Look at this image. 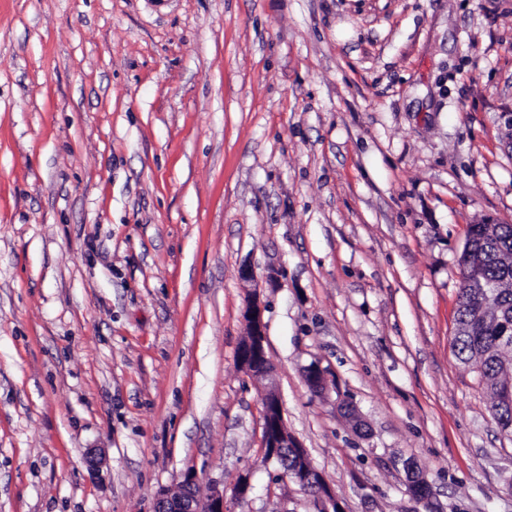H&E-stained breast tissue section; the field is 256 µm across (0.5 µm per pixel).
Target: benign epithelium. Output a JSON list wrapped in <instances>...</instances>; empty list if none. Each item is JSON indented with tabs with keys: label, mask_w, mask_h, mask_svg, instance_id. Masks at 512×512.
Instances as JSON below:
<instances>
[{
	"label": "benign epithelium",
	"mask_w": 512,
	"mask_h": 512,
	"mask_svg": "<svg viewBox=\"0 0 512 512\" xmlns=\"http://www.w3.org/2000/svg\"><path fill=\"white\" fill-rule=\"evenodd\" d=\"M251 338L240 347L238 360L242 370L250 376H265L271 371V363L266 353L265 323L259 296H254L245 311ZM306 377L312 389L323 395L328 390V373L319 363L306 366ZM263 430L261 448L265 462H275L280 450L290 448L295 457L291 472L279 471L278 476L295 483H305L316 473L306 450L293 438L285 426L284 409L280 396L267 393L262 399ZM336 495L326 481H321L317 494L318 512H342L336 508ZM154 512H226L224 489L213 484L208 497L197 494L195 477L188 474L175 492L162 490L158 493Z\"/></svg>",
	"instance_id": "obj_1"
}]
</instances>
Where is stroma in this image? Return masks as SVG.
Returning <instances> with one entry per match:
<instances>
[{
	"label": "stroma",
	"mask_w": 512,
	"mask_h": 512,
	"mask_svg": "<svg viewBox=\"0 0 512 512\" xmlns=\"http://www.w3.org/2000/svg\"><path fill=\"white\" fill-rule=\"evenodd\" d=\"M487 217L512 0H0V512H153L189 472L229 512H316L263 460L270 391L344 512H425L408 461L434 512H512L452 348ZM245 318L249 324L252 339L247 338L241 345L238 354L239 364L242 370L252 377L265 376L270 373L272 367L266 353L265 323L257 294L247 306Z\"/></svg>",
	"instance_id": "1"
}]
</instances>
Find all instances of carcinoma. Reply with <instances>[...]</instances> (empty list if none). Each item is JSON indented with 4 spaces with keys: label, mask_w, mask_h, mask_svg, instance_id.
<instances>
[{
    "label": "carcinoma",
    "mask_w": 512,
    "mask_h": 512,
    "mask_svg": "<svg viewBox=\"0 0 512 512\" xmlns=\"http://www.w3.org/2000/svg\"><path fill=\"white\" fill-rule=\"evenodd\" d=\"M497 228L491 238L484 225L469 227L462 253L472 257V271L482 287L459 289L455 321L467 323L468 331L453 338L457 357L475 363L480 381L490 388L498 384L501 363L512 360V336L503 339L499 329L476 318L484 305L508 320L512 318V265L500 261L502 253H512V224H499ZM492 410L501 431L512 436V401L497 397Z\"/></svg>",
    "instance_id": "carcinoma-1"
}]
</instances>
